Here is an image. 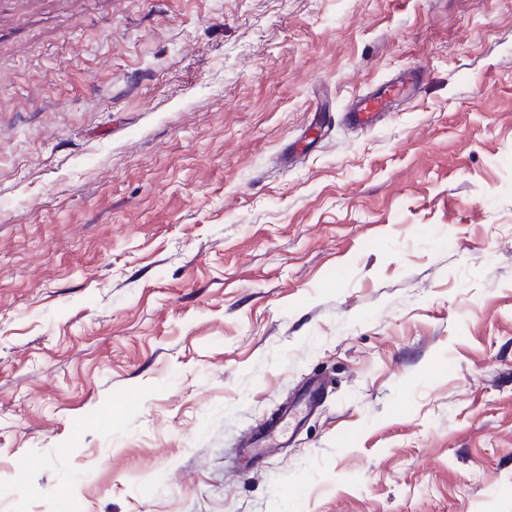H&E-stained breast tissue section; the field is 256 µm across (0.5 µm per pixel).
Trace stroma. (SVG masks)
Returning a JSON list of instances; mask_svg holds the SVG:
<instances>
[{
	"label": "stroma",
	"instance_id": "35a3bbf8",
	"mask_svg": "<svg viewBox=\"0 0 512 512\" xmlns=\"http://www.w3.org/2000/svg\"><path fill=\"white\" fill-rule=\"evenodd\" d=\"M0 512H512V0H0ZM404 82L395 81L382 92L368 93L355 97L345 116L347 121L361 129H371L381 117L387 115L391 99L404 91ZM295 420V415L292 407L288 408L281 421L278 424L270 425L263 434L254 435L253 437H248L244 443L242 444L243 448H248L253 451L255 457H261L263 454L273 450L274 448L281 447L277 442L278 436L283 431V428L290 424ZM284 422V425L280 427V424Z\"/></svg>",
	"mask_w": 512,
	"mask_h": 512
}]
</instances>
